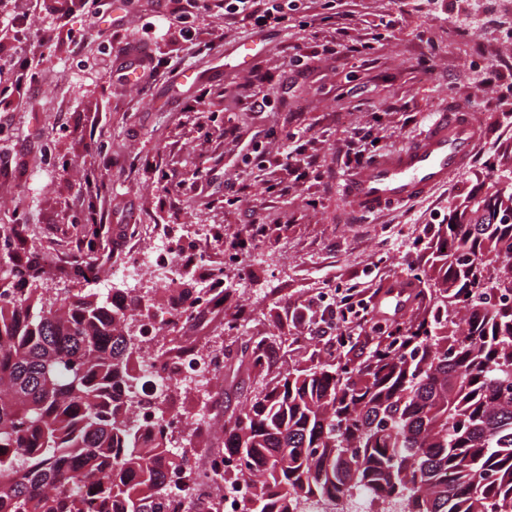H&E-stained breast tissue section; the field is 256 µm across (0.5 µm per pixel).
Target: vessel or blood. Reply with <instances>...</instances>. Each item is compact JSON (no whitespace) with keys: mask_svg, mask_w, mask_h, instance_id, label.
Segmentation results:
<instances>
[{"mask_svg":"<svg viewBox=\"0 0 512 512\" xmlns=\"http://www.w3.org/2000/svg\"><path fill=\"white\" fill-rule=\"evenodd\" d=\"M482 124L469 108L453 102L431 113L424 130L348 175L343 192L358 215L410 202L445 184L473 153Z\"/></svg>","mask_w":512,"mask_h":512,"instance_id":"1","label":"vessel or blood"}]
</instances>
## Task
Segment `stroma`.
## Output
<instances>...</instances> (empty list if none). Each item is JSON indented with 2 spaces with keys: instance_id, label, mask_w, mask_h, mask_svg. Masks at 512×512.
<instances>
[{
  "instance_id": "1",
  "label": "stroma",
  "mask_w": 512,
  "mask_h": 512,
  "mask_svg": "<svg viewBox=\"0 0 512 512\" xmlns=\"http://www.w3.org/2000/svg\"><path fill=\"white\" fill-rule=\"evenodd\" d=\"M111 3L106 35L151 56L160 71L152 85L121 76L123 60L99 41L76 42L93 0H46L29 18L28 38L54 30L34 79L0 65V85L14 88L0 98V233L15 245L0 254V272L38 249L55 258L36 282L45 295L79 288L136 297L166 313L176 293L149 272L130 290L117 270L130 254L172 238L185 248L181 285L193 288L192 254H206L207 277L223 272L230 295L194 321L168 325L161 345L189 348L207 338L224 350L220 381L208 393L168 392V408L205 417L188 447L201 464L223 445L224 420L271 376L335 344L334 334L316 333L314 303L323 292L350 286L371 298L373 324L349 347L337 346L339 358L349 349L367 355L378 340L374 323L420 314L416 301L401 309L383 298L382 287L429 270L439 224L512 152V38L497 27L512 0H491L481 11L472 0H300L288 25L276 28L201 12L185 23L187 42L166 29L165 0H136L127 14L123 0ZM298 53L307 66H294ZM256 89L269 101L265 111L253 106ZM451 100L476 112L484 132L447 185L376 216L343 207L348 159L401 146ZM247 144L261 160L242 162ZM295 148L307 164L286 169L285 153ZM91 212L100 238L97 277L88 282L73 257ZM254 220L262 234L241 243ZM197 224L217 231L198 236ZM228 252L239 262L225 264ZM257 336L274 339L263 374L240 364L242 345Z\"/></svg>"
}]
</instances>
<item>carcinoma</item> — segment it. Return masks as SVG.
<instances>
[{
  "label": "carcinoma",
  "mask_w": 512,
  "mask_h": 512,
  "mask_svg": "<svg viewBox=\"0 0 512 512\" xmlns=\"http://www.w3.org/2000/svg\"><path fill=\"white\" fill-rule=\"evenodd\" d=\"M471 216L439 225L430 272L414 276L421 320L381 337L363 361L279 375L224 426L241 512H344L366 491L376 512H512V191L470 195ZM94 242L79 259L95 274ZM0 276V512H165L172 453L164 428L139 435L124 390L140 384L128 331L141 302L117 310L82 292L46 298ZM173 309L196 318V293ZM272 340L245 346L265 370Z\"/></svg>",
  "instance_id": "1"
}]
</instances>
